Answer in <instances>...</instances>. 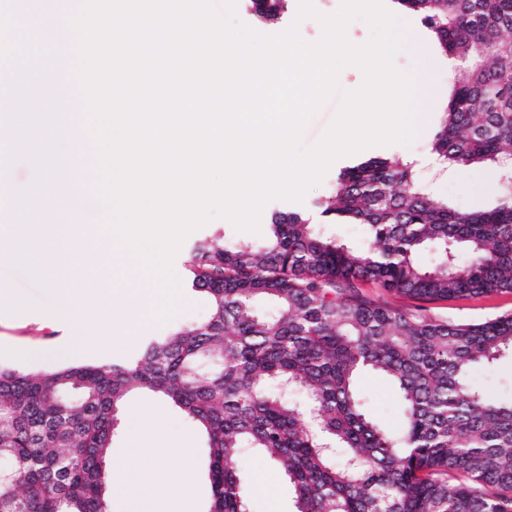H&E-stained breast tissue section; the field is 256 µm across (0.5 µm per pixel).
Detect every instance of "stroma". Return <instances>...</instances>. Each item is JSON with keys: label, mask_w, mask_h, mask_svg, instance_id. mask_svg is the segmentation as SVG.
<instances>
[{"label": "stroma", "mask_w": 512, "mask_h": 512, "mask_svg": "<svg viewBox=\"0 0 512 512\" xmlns=\"http://www.w3.org/2000/svg\"><path fill=\"white\" fill-rule=\"evenodd\" d=\"M298 0H288L282 22L266 24L258 21L250 10L248 0H237L238 18L262 34H276L291 23H298L301 38L308 42L319 39L321 27L312 19L297 21ZM390 11L400 24L405 26L408 43L397 55L399 68L411 73L420 70V59L413 43L415 34H422L437 65L429 79L436 90L432 104L418 103V111L426 112L427 119L419 129L411 146H376L368 148L371 156H405L417 161V173L424 186L434 195L448 201L462 211L490 208L501 192L497 174L493 169L470 168L461 171L442 172L432 167L428 159V146L438 132L448 105V88L451 69L447 55L441 51L437 41L428 31L421 17L414 11L391 0ZM223 230L225 238L249 239L261 243L263 234H243L226 219L216 218L190 234L184 241L173 263V274L180 285L181 294L175 302V310L161 321H152L144 327L131 320L124 330L125 338L117 346L94 348L73 357L66 351V343L75 330L85 335L96 336L102 331L94 315H86L76 323H62L55 328L45 325L48 313L57 309L59 298L48 295L21 268L12 263V250L5 238L0 237V366L18 368L27 372H41L72 364L127 361L139 356L144 344L152 338H161L172 331L192 323L203 321L208 316V302L204 295L195 292L187 284L186 262L188 248L194 241L214 230ZM19 306L24 312L23 320L12 319L10 309ZM432 316L453 321H481L503 313H512V293H494L470 300L438 301L428 306ZM360 389L368 413L384 425H395L399 419L397 403L390 385L380 377L368 374L360 381ZM152 410L157 414L156 428L168 446L190 444L196 461L193 490L184 504V512H208L211 488L208 479L206 441L202 433L189 425L179 409L165 398L139 392L131 395L119 422L110 460L119 462L125 449L133 447L142 429V411ZM240 470L247 481L256 480L259 474L271 475L273 483L266 492L253 494L252 512H294V493L287 479L277 474L275 467L258 450L245 451L240 460Z\"/></svg>", "instance_id": "35a3bbf8"}]
</instances>
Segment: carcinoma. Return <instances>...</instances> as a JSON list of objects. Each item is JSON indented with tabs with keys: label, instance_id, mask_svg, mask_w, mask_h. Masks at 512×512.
Masks as SVG:
<instances>
[{
	"label": "carcinoma",
	"instance_id": "1",
	"mask_svg": "<svg viewBox=\"0 0 512 512\" xmlns=\"http://www.w3.org/2000/svg\"><path fill=\"white\" fill-rule=\"evenodd\" d=\"M458 62L429 145L448 169L512 164V0H398ZM286 0H252L282 18ZM314 207L359 224L365 246L317 232L301 210L272 214L264 243L195 244L189 286L208 318L148 342L132 361L48 373L0 367V512H112L110 449L134 392L170 400L206 438L209 512H251L242 451L288 479L296 512H512V400L476 369L512 354V314L455 322L370 298L420 303L512 292V189L462 212L432 196L413 162L359 159ZM434 249L431 268L418 261ZM465 256L462 263L459 256ZM395 392L399 424L373 421L360 377ZM299 391L303 400L290 399Z\"/></svg>",
	"mask_w": 512,
	"mask_h": 512
}]
</instances>
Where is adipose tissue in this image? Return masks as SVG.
<instances>
[{
	"label": "adipose tissue",
	"mask_w": 512,
	"mask_h": 512,
	"mask_svg": "<svg viewBox=\"0 0 512 512\" xmlns=\"http://www.w3.org/2000/svg\"><path fill=\"white\" fill-rule=\"evenodd\" d=\"M177 453L182 469H163L153 437L147 431L136 446L126 449L121 464L112 468V478L122 484L130 512H183V501L192 485L193 459L191 448H178Z\"/></svg>",
	"instance_id": "adipose-tissue-1"
}]
</instances>
